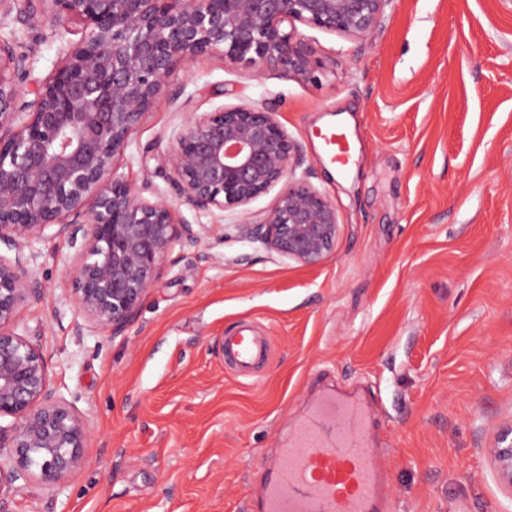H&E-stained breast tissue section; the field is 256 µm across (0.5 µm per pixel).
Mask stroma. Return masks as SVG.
I'll return each instance as SVG.
<instances>
[{"mask_svg":"<svg viewBox=\"0 0 512 512\" xmlns=\"http://www.w3.org/2000/svg\"><path fill=\"white\" fill-rule=\"evenodd\" d=\"M303 34L320 81L257 77L218 55L176 71L116 162L169 193L146 157L194 112L255 102L300 144L340 233L304 265L242 239L238 212L178 204L197 241L174 245L122 335L93 327L70 291L75 251L28 249L39 301L19 334L37 339L58 395L87 421L84 467L53 491L18 482L5 512H246L261 464L315 390L374 392L394 512H512L490 450L512 422V0H390L353 41ZM82 36L0 16V37L45 81ZM351 120L350 169L322 157L320 127ZM250 320L271 345L240 376L216 345Z\"/></svg>","mask_w":512,"mask_h":512,"instance_id":"stroma-1","label":"stroma"}]
</instances>
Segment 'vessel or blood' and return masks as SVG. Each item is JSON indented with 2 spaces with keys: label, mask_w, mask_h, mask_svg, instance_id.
Masks as SVG:
<instances>
[{
  "label": "vessel or blood",
  "mask_w": 512,
  "mask_h": 512,
  "mask_svg": "<svg viewBox=\"0 0 512 512\" xmlns=\"http://www.w3.org/2000/svg\"><path fill=\"white\" fill-rule=\"evenodd\" d=\"M332 162L347 165L350 147L340 127L318 133ZM268 357L249 324L224 338V361L246 372ZM374 413L366 400L319 391L291 434L265 459L252 512H390L382 449L373 441Z\"/></svg>",
  "instance_id": "obj_1"
}]
</instances>
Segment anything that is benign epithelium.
<instances>
[{"mask_svg": "<svg viewBox=\"0 0 512 512\" xmlns=\"http://www.w3.org/2000/svg\"><path fill=\"white\" fill-rule=\"evenodd\" d=\"M34 11L0 0L31 28L48 18L79 21L85 36L48 80L23 89L27 57L0 38V499L19 480L49 489L80 470L92 432L51 387L37 341L17 333L20 308L40 296L25 250L53 227L76 248L69 273L79 309L118 336L136 320L174 244L193 241L172 202L148 198L116 175L168 78L194 58L220 54L256 75L284 73L318 82L321 61L299 22L363 40L380 26L390 0H43ZM33 98H27V95ZM155 155L171 194L202 213L242 214V238L305 265L324 261L340 232L335 205L310 178L296 176L299 144L267 105L252 102L194 112ZM284 183L253 221L245 207ZM512 486V425L491 449Z\"/></svg>", "mask_w": 512, "mask_h": 512, "instance_id": "obj_1", "label": "benign epithelium"}]
</instances>
